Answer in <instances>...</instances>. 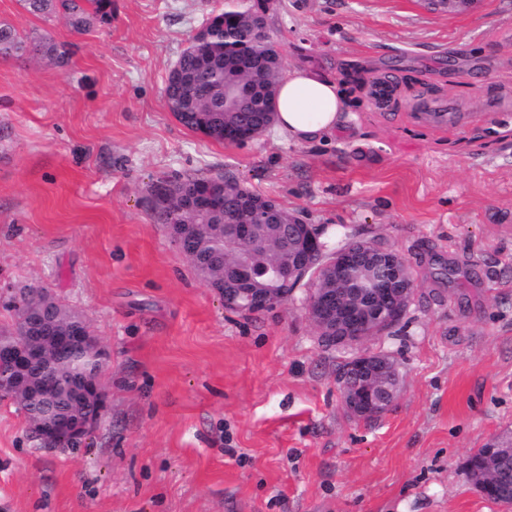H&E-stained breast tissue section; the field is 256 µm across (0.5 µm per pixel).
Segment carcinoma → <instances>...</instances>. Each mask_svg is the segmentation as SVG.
<instances>
[{"label": "carcinoma", "mask_w": 512, "mask_h": 512, "mask_svg": "<svg viewBox=\"0 0 512 512\" xmlns=\"http://www.w3.org/2000/svg\"><path fill=\"white\" fill-rule=\"evenodd\" d=\"M23 8L33 14H63L76 32L85 31L91 21L108 20L112 12L111 0H20ZM260 4L251 7L230 5L209 19L211 27L229 39H219L208 46L209 62L202 66L198 54L191 47L178 56L173 68L186 77L179 88L168 86L165 94L171 112L185 127L203 136L226 141L224 132L232 133L247 126L253 136L262 134L271 123L269 113L274 111L272 102L281 71L282 55L273 48L264 47L251 39L250 28L259 20ZM34 52L45 56L59 66L68 62L69 52L63 45L47 40L27 42L7 23H0V57H11ZM223 182L237 184V191L224 195L226 208L207 210L196 205L194 197L200 186ZM170 194L166 206L156 211L160 224H169L176 234L185 238L184 255L201 280L207 283L223 282L224 269L239 262L263 266L277 260L280 253V229L266 225L260 229L258 243L240 245L224 237L227 221H241L248 214L247 205L265 203L269 198L239 184L232 175L207 177L179 175L166 182ZM41 290L29 291L26 309L39 325L47 321L55 329H62L55 315L40 310ZM73 350L64 355L45 359L69 391L77 393L84 388L82 373L76 365L82 363L78 337H71ZM0 363L11 365L26 383L38 389L36 380L26 371L27 363L11 358V351L0 352Z\"/></svg>", "instance_id": "1"}]
</instances>
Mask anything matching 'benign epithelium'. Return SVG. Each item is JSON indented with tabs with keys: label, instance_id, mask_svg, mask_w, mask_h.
<instances>
[{
	"label": "benign epithelium",
	"instance_id": "7a95c632",
	"mask_svg": "<svg viewBox=\"0 0 512 512\" xmlns=\"http://www.w3.org/2000/svg\"><path fill=\"white\" fill-rule=\"evenodd\" d=\"M435 9L450 12L467 9L481 0H427ZM254 221L232 224L228 237L248 245L255 242L263 224H277L287 232L279 264L252 268L242 263L230 270L224 281L234 287L218 289L224 305L236 310L269 307L276 304L279 292L271 284L283 278L296 288L307 289L308 316L321 337L337 339L354 350L338 372L345 384L342 404L357 419L371 420L387 411L397 398L402 380L398 367L381 352L363 349L387 325L405 315L415 290L408 262L389 256L390 249L371 242L350 241L327 254L320 245L319 232L294 213L277 206H256ZM72 335L81 339L80 349L88 364L85 376L97 378L101 372L104 349L92 334L85 319H79ZM0 396L30 403L19 380L0 369ZM108 403V394L97 389L89 397L78 396L72 404L78 408L65 420L60 411L45 402L27 412L31 438L50 444L58 427L67 423L71 439L84 440L97 426ZM505 447L489 443L478 489L485 495L495 493L502 481L498 459Z\"/></svg>",
	"mask_w": 512,
	"mask_h": 512
}]
</instances>
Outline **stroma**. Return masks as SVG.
<instances>
[{
  "label": "stroma",
  "mask_w": 512,
  "mask_h": 512,
  "mask_svg": "<svg viewBox=\"0 0 512 512\" xmlns=\"http://www.w3.org/2000/svg\"><path fill=\"white\" fill-rule=\"evenodd\" d=\"M229 0H112L84 32L0 0L69 62L0 57V328L40 287L106 352L108 406L48 451L0 398V512H512L467 478L512 435V0H265L285 69L341 85L351 121L314 144L221 143L183 127L165 82ZM393 88L390 102L370 95ZM230 173L305 223L401 253L416 284L394 333L402 390L344 410L304 290L226 310L157 223L152 189Z\"/></svg>",
  "instance_id": "1"
}]
</instances>
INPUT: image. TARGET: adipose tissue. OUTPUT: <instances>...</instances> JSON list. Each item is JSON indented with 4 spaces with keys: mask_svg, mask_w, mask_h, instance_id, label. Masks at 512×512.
I'll use <instances>...</instances> for the list:
<instances>
[{
    "mask_svg": "<svg viewBox=\"0 0 512 512\" xmlns=\"http://www.w3.org/2000/svg\"><path fill=\"white\" fill-rule=\"evenodd\" d=\"M345 99L334 80L292 69L278 82L276 131L299 143H313L343 127Z\"/></svg>",
    "mask_w": 512,
    "mask_h": 512,
    "instance_id": "1",
    "label": "adipose tissue"
}]
</instances>
